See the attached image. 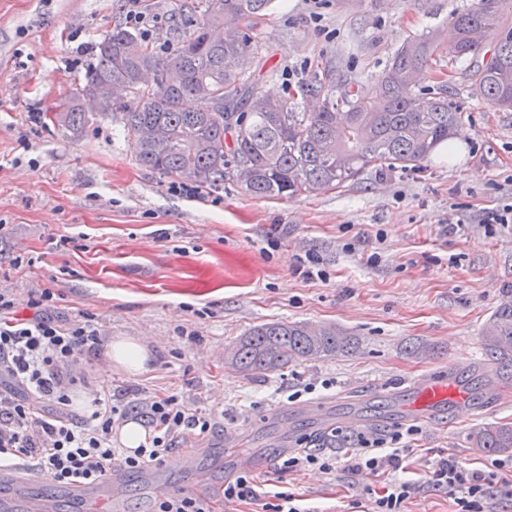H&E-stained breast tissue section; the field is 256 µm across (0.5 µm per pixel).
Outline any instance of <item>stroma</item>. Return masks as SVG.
<instances>
[{
	"label": "stroma",
	"instance_id": "35a3bbf8",
	"mask_svg": "<svg viewBox=\"0 0 512 512\" xmlns=\"http://www.w3.org/2000/svg\"><path fill=\"white\" fill-rule=\"evenodd\" d=\"M472 0H324L321 21L305 0H274L255 32L264 45L247 71L286 96L297 83L333 74L377 83L408 38L447 28ZM126 0H0V289L25 311L32 291L51 288L56 312L94 316L104 341L132 337L152 353L133 374L104 353L82 364L75 407L94 392L125 406L155 393H180L208 410L216 429L200 462L223 485L235 458L250 456L259 483L306 499L317 512H369L378 482L316 469L288 472L275 462L291 448L324 447L331 434L356 440L408 424V382L453 376L469 390L453 406L420 419L411 465L418 493L404 512H455L456 493L434 487L429 464L451 457L481 469L491 456L470 447L486 424H512V387L484 396L487 356L481 330L512 295V224L487 232L481 219L512 204V110L473 93L469 74L490 60L486 36L477 59L430 66L428 92L447 86L463 112L464 156L432 154L421 167L371 168L344 187L292 199H258L227 182L198 197L171 191V177L139 164L121 124L94 116L79 137L48 119L81 84L94 47L126 24ZM39 113L32 122L30 113ZM460 223L455 233L448 221ZM310 256L325 278L306 277ZM306 321L353 336L350 354L243 376L227 352L252 327ZM426 351L415 354L417 345ZM331 389H321L322 381ZM315 393L288 401L293 389ZM362 428L344 426L349 414Z\"/></svg>",
	"mask_w": 512,
	"mask_h": 512
}]
</instances>
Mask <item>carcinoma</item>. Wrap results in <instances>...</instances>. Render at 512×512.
Here are the masks:
<instances>
[{
	"label": "carcinoma",
	"mask_w": 512,
	"mask_h": 512,
	"mask_svg": "<svg viewBox=\"0 0 512 512\" xmlns=\"http://www.w3.org/2000/svg\"><path fill=\"white\" fill-rule=\"evenodd\" d=\"M502 0H477L453 15L452 40L438 34L413 38L393 54L378 84L345 87L340 95L321 81L299 86L302 96L323 95L316 112L298 111L296 100L273 98L242 66L264 49L251 22L273 0H198L193 28L175 24L173 53L163 56L138 35L115 26L96 45L95 63L82 84L51 113L50 120L77 137L93 113L82 103L104 81L125 88V97L103 114L123 123L138 145V161L167 176L201 185L231 180L258 199L292 198L337 189L381 164L411 169L459 130L462 113L441 92L424 101L414 93L422 69L435 57L475 56L474 30L496 32L493 55L474 74V93L493 106L512 108V29H497ZM214 26L224 28L219 40ZM173 69L174 85L152 76ZM198 101L194 111L184 99ZM482 345L498 381H512V299L502 302L485 324ZM356 341L334 326L276 322L242 336L227 357L240 374L276 372L290 363L345 355ZM471 448L481 454L512 452V425L477 428Z\"/></svg>",
	"instance_id": "obj_1"
}]
</instances>
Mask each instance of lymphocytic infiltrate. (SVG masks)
Segmentation results:
<instances>
[{
	"mask_svg": "<svg viewBox=\"0 0 512 512\" xmlns=\"http://www.w3.org/2000/svg\"><path fill=\"white\" fill-rule=\"evenodd\" d=\"M28 304L29 313H17L11 293L0 289V470L21 463L61 486L93 482L116 466L136 471L164 464L178 438L212 430L210 413L184 406L179 393H157L141 401L148 429L144 444L131 453L114 446L113 428L126 416L119 395L95 394L88 414L80 418L70 409L71 394L81 382V360L102 344L92 316L58 320L49 288L32 294ZM415 433L410 427L382 437L362 436L353 446L329 453L302 448L281 467L389 476L372 512H402V503L417 489L398 478L411 464ZM431 482L460 492L458 512H495L498 499L512 500V473L501 462L484 471L444 458L434 463Z\"/></svg>",
	"mask_w": 512,
	"mask_h": 512,
	"instance_id": "f902f5d3",
	"label": "lymphocytic infiltrate"
}]
</instances>
